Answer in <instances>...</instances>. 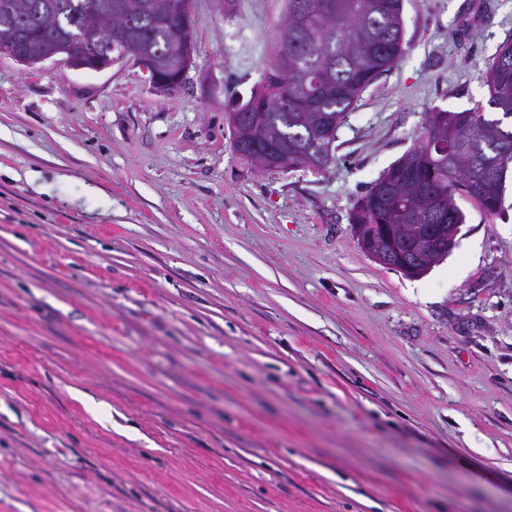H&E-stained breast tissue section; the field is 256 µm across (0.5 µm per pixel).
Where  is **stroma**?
<instances>
[{
	"label": "stroma",
	"instance_id": "1",
	"mask_svg": "<svg viewBox=\"0 0 512 512\" xmlns=\"http://www.w3.org/2000/svg\"><path fill=\"white\" fill-rule=\"evenodd\" d=\"M286 7L191 0L168 97L0 56V512H512V172L419 278L350 224L425 112L486 102L512 0H404L322 173L228 128Z\"/></svg>",
	"mask_w": 512,
	"mask_h": 512
}]
</instances>
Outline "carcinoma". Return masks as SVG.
Returning <instances> with one entry per match:
<instances>
[{"mask_svg":"<svg viewBox=\"0 0 512 512\" xmlns=\"http://www.w3.org/2000/svg\"><path fill=\"white\" fill-rule=\"evenodd\" d=\"M159 0H0V36L10 39L18 55L52 51L62 41L76 42L81 31L96 23L99 37L122 29L127 38L168 69L180 38L178 12L190 13L189 0H172L173 12L159 11ZM311 15L299 33L296 17ZM300 49L288 72L265 69L261 87L242 106L261 117L267 148L288 145V167H311L307 156L324 152L317 170L333 163L329 156L338 129L365 90L391 71L404 54L403 0H288L273 47V59L284 42ZM487 102L462 111L435 109L426 113L420 143L392 164L361 195L351 223L365 226V239L388 233L394 245L427 234L444 221L465 224L456 203L464 195L493 215L499 193L512 167V38L499 46L488 63ZM248 118L233 127V139L244 147L237 154L252 161ZM394 183L383 200L379 188ZM449 256L448 237L418 253L417 275L426 274Z\"/></svg>","mask_w":512,"mask_h":512,"instance_id":"carcinoma-1","label":"carcinoma"}]
</instances>
